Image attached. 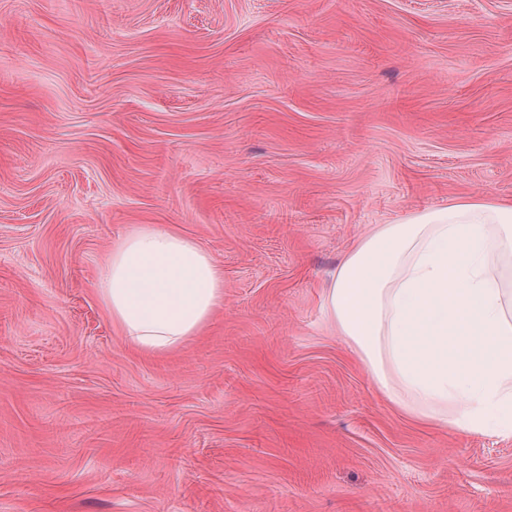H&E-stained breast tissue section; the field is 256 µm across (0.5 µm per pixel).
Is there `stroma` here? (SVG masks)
I'll list each match as a JSON object with an SVG mask.
<instances>
[{"label": "stroma", "mask_w": 512, "mask_h": 512, "mask_svg": "<svg viewBox=\"0 0 512 512\" xmlns=\"http://www.w3.org/2000/svg\"><path fill=\"white\" fill-rule=\"evenodd\" d=\"M512 200V0H0V512H512V437L409 421L324 290L378 224ZM224 271L128 347L134 226ZM97 291L129 347L162 355L198 335L224 305V276L194 240L141 224L112 248Z\"/></svg>", "instance_id": "35a3bbf8"}]
</instances>
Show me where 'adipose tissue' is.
I'll return each instance as SVG.
<instances>
[{
    "label": "adipose tissue",
    "instance_id": "1",
    "mask_svg": "<svg viewBox=\"0 0 512 512\" xmlns=\"http://www.w3.org/2000/svg\"><path fill=\"white\" fill-rule=\"evenodd\" d=\"M512 204L454 200L362 237L325 293L328 316L384 396L410 419L512 436ZM97 291L124 342L183 347L224 304L215 259L143 224L113 248Z\"/></svg>",
    "mask_w": 512,
    "mask_h": 512
}]
</instances>
